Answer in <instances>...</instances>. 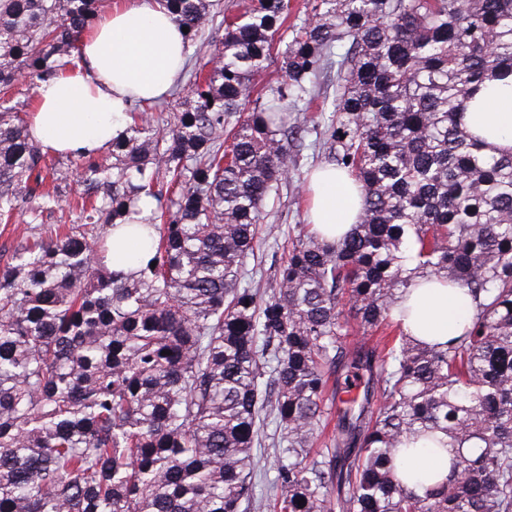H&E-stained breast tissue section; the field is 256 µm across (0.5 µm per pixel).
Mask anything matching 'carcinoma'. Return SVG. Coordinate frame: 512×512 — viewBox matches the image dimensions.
Instances as JSON below:
<instances>
[{"label":"carcinoma","mask_w":512,"mask_h":512,"mask_svg":"<svg viewBox=\"0 0 512 512\" xmlns=\"http://www.w3.org/2000/svg\"><path fill=\"white\" fill-rule=\"evenodd\" d=\"M100 4H0V222L22 209L38 230L0 265V512H512V151L464 122L512 77V0H318L281 48L289 0H250L192 69L188 108L135 101L104 154L48 163L13 90L76 69ZM160 4L190 44L214 28L210 0ZM326 64L318 120L363 214L339 241L288 236L261 301L247 259ZM77 170L75 221L43 223ZM125 225L149 248L129 274L110 260ZM416 278L471 297L444 344L393 317ZM380 326L381 345L350 339ZM438 434L448 475L404 484L399 448Z\"/></svg>","instance_id":"1"}]
</instances>
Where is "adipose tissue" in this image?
I'll list each match as a JSON object with an SVG mask.
<instances>
[{"label":"adipose tissue","instance_id":"ef3b65f1","mask_svg":"<svg viewBox=\"0 0 512 512\" xmlns=\"http://www.w3.org/2000/svg\"><path fill=\"white\" fill-rule=\"evenodd\" d=\"M83 64L40 83L29 127L43 151L96 155L123 137L133 100H153L177 81L185 58L182 30L158 0H114L81 42ZM464 121L487 151H512V85L497 87L489 106L465 113ZM309 220L334 236L349 233L362 208L358 183L335 168L321 167L310 179ZM396 318L407 335L444 341L469 318L468 295L439 282L411 289Z\"/></svg>","mask_w":512,"mask_h":512}]
</instances>
